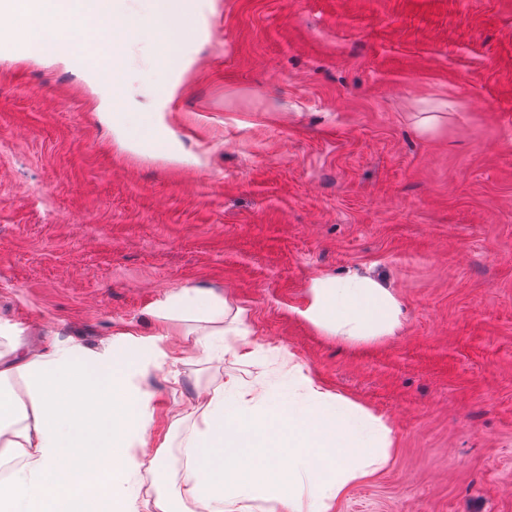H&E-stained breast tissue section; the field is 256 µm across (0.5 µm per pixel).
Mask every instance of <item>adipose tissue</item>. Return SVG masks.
I'll use <instances>...</instances> for the list:
<instances>
[{
    "mask_svg": "<svg viewBox=\"0 0 512 512\" xmlns=\"http://www.w3.org/2000/svg\"><path fill=\"white\" fill-rule=\"evenodd\" d=\"M149 5L159 36L152 64L167 72L181 16L176 0ZM307 294L303 317L330 335L367 341L402 326L399 300L371 277H316ZM157 316L210 326L242 345L250 334L242 308L195 288L174 292ZM163 340L133 337L101 353L73 345L0 367V446L23 461L0 480V512H125V461L144 441L149 407L134 377L164 355ZM282 368L277 384L245 387L231 378L198 406L181 501L203 512H249L257 500L276 501L280 512H332L352 484L387 461L391 429L380 417L322 391L292 355Z\"/></svg>",
    "mask_w": 512,
    "mask_h": 512,
    "instance_id": "1",
    "label": "adipose tissue"
}]
</instances>
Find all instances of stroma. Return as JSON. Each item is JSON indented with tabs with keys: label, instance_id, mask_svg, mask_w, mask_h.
<instances>
[{
	"label": "stroma",
	"instance_id": "35a3bbf8",
	"mask_svg": "<svg viewBox=\"0 0 512 512\" xmlns=\"http://www.w3.org/2000/svg\"><path fill=\"white\" fill-rule=\"evenodd\" d=\"M126 6L137 127L157 37L145 0ZM184 27L178 163L123 149L98 87L0 37V357L147 338L171 293L210 292L244 309L252 355L215 337L201 356L170 324L136 378V512L178 499L207 394L275 383L285 351L392 429L388 462L333 512H512V0H211ZM350 273L401 302L395 335L301 317L313 277Z\"/></svg>",
	"mask_w": 512,
	"mask_h": 512
}]
</instances>
